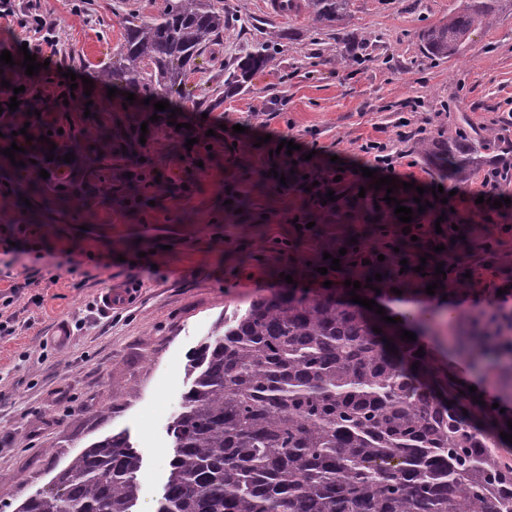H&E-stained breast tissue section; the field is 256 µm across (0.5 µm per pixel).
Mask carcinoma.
Here are the masks:
<instances>
[{
	"label": "carcinoma",
	"instance_id": "obj_1",
	"mask_svg": "<svg viewBox=\"0 0 512 512\" xmlns=\"http://www.w3.org/2000/svg\"><path fill=\"white\" fill-rule=\"evenodd\" d=\"M349 2L307 0V8L329 28ZM497 2L461 0L421 32L424 53H462L473 31L492 24ZM124 28L99 78L140 100L188 101L181 87L224 33V0H164L157 15L129 16ZM269 62L259 44L225 67L226 82L239 86ZM492 133L441 129L421 150L464 180L484 162ZM402 329L295 291L216 324L187 365L191 386L170 426L157 512H512V463L489 429L494 412L461 402L448 370L428 350L415 356L421 344L401 340ZM141 461L124 433L107 436L17 512H135Z\"/></svg>",
	"mask_w": 512,
	"mask_h": 512
}]
</instances>
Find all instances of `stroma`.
<instances>
[{
    "label": "stroma",
    "instance_id": "stroma-1",
    "mask_svg": "<svg viewBox=\"0 0 512 512\" xmlns=\"http://www.w3.org/2000/svg\"><path fill=\"white\" fill-rule=\"evenodd\" d=\"M263 0H224L229 17L218 46L198 58L187 88L206 106L169 104L176 127L153 122L150 105L108 97L98 78L123 40L122 17L149 16L164 0H39L58 31L63 69L93 79L89 99L64 103L42 96V115L72 109L82 116L80 134L66 146L75 159L66 169L76 183L61 192L21 167L24 153L4 156L13 136L0 120V185L28 189L30 206L0 212V239L23 224L38 238L36 250L0 252V291L21 289L12 306L13 335L0 338V512H16L47 487L69 458L105 436L128 435L143 454L137 474L136 512H155L167 480L173 443L169 426L190 386L188 360L225 315L245 311L256 299L309 285L312 263L359 236L378 245L377 224L397 226L394 208L374 179L367 143L386 145L400 180L401 205L413 207L424 187L417 224L437 219L456 224L458 240L435 237L441 252L428 257L461 264L483 259L482 244L496 253L485 278L512 280V7L491 26L477 29L463 54L426 56L421 31L447 17L460 0H350L336 26L315 25L296 0V17L265 13ZM275 38L272 60L243 86L224 84V67L254 43ZM355 52L339 65L334 55ZM244 126L236 149L224 144L225 127ZM496 127L487 153L503 169L494 189L501 208L482 205L477 219L469 203L484 191L483 170L458 181L418 154L416 144L440 127L473 133ZM107 131L104 149L92 148L89 132ZM208 130V147L187 152L196 131ZM298 144L278 152L281 141ZM340 158L344 178L320 185L337 201L319 204L301 190L302 174L318 176ZM160 181L140 182L138 161ZM278 177H271L270 169ZM456 190L448 203L433 200L432 188ZM316 225V242H298L293 217ZM112 256L109 270L98 265ZM288 270L292 283L282 282ZM135 282L136 302L106 307L107 289ZM428 279L412 278L399 302H383L387 316L424 320L422 343L448 370L464 368L468 379L512 400L488 366H475L448 344L450 315L467 318L468 305L448 308L429 301ZM66 336H58L59 326Z\"/></svg>",
    "mask_w": 512,
    "mask_h": 512
}]
</instances>
